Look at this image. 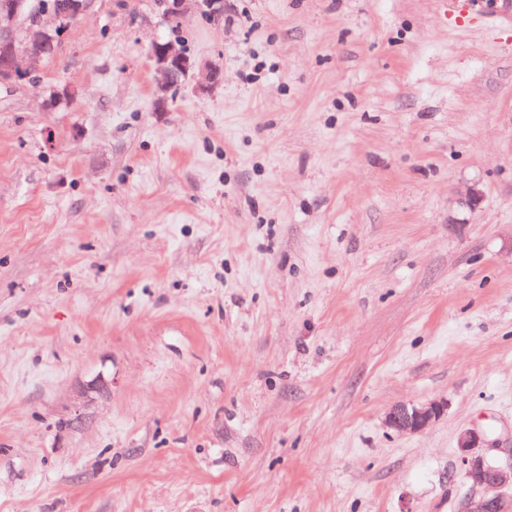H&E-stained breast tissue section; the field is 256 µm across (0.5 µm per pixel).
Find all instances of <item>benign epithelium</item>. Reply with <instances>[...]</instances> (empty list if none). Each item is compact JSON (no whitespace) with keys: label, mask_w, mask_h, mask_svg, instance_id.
I'll return each mask as SVG.
<instances>
[{"label":"benign epithelium","mask_w":512,"mask_h":512,"mask_svg":"<svg viewBox=\"0 0 512 512\" xmlns=\"http://www.w3.org/2000/svg\"><path fill=\"white\" fill-rule=\"evenodd\" d=\"M162 17L166 25L176 27L185 14L196 9L209 19L215 20L224 14V0H162ZM23 21L36 32L21 31L0 25V85H11L29 76L16 61L18 44L37 57L46 42L54 34L63 32L64 18L42 9L37 0H12L0 12V22ZM150 59L160 80L154 88L155 105L164 107L168 94L189 80L195 81V91L205 94L223 83L224 76L218 67L197 60L186 54L173 41L155 40L150 47ZM445 399L434 400L420 406L398 403L385 413L387 428L397 433L415 434L439 420L447 409ZM484 443L474 430H465L457 436V450L467 482L482 491L476 512H512V448H502L501 460H491L479 452Z\"/></svg>","instance_id":"7a95c632"}]
</instances>
